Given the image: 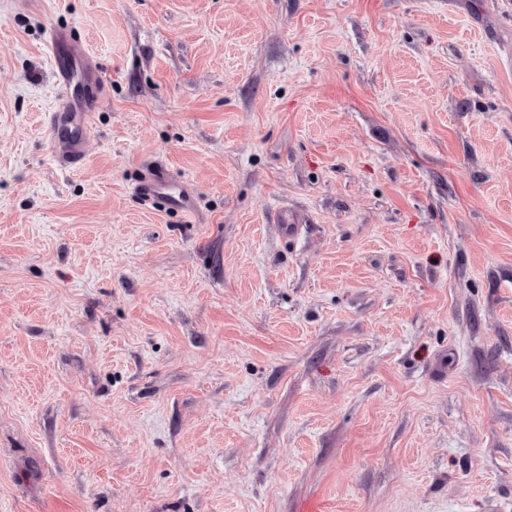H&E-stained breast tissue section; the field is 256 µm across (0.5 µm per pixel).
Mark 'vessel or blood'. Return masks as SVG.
I'll return each instance as SVG.
<instances>
[{"label": "vessel or blood", "instance_id": "b4317fda", "mask_svg": "<svg viewBox=\"0 0 512 512\" xmlns=\"http://www.w3.org/2000/svg\"><path fill=\"white\" fill-rule=\"evenodd\" d=\"M44 40L55 79L65 92L58 106L47 115L46 133L52 145L62 148L55 157L56 163L64 168H74L82 163L93 134L92 113L96 103L74 97L71 88L78 80L98 81L99 70L84 50L76 31L50 27L44 33ZM134 191L142 202L151 206L166 204L185 214L192 210L193 184L184 179H173L160 169L147 172L136 183Z\"/></svg>", "mask_w": 512, "mask_h": 512}]
</instances>
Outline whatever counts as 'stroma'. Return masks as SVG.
<instances>
[{"instance_id":"1","label":"stroma","mask_w":512,"mask_h":512,"mask_svg":"<svg viewBox=\"0 0 512 512\" xmlns=\"http://www.w3.org/2000/svg\"><path fill=\"white\" fill-rule=\"evenodd\" d=\"M0 512H512V0H0ZM44 40L56 82L66 91L54 111L48 112L46 133L53 146H63L62 152L55 157L56 163L63 168H75L84 160L93 134L92 112L96 102L74 97L70 90L77 79L85 83L101 81L99 70L84 50L76 31L49 27L44 33ZM76 59H79L78 68L72 64ZM136 195L147 205L167 204L182 213L192 211L194 186L188 180H175L165 171H148L134 187Z\"/></svg>"}]
</instances>
